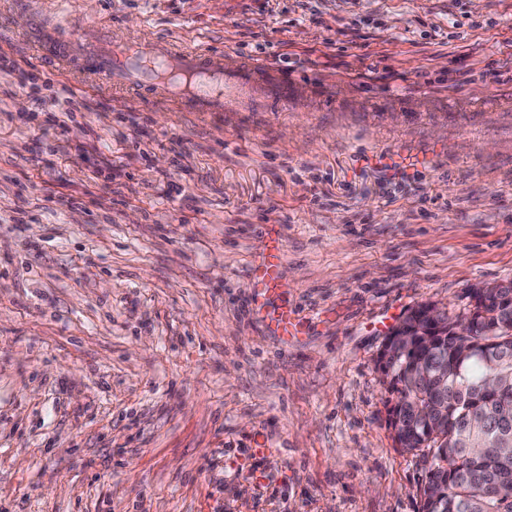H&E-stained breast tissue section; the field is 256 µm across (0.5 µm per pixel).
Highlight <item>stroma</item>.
<instances>
[{"label":"stroma","mask_w":512,"mask_h":512,"mask_svg":"<svg viewBox=\"0 0 512 512\" xmlns=\"http://www.w3.org/2000/svg\"><path fill=\"white\" fill-rule=\"evenodd\" d=\"M36 12L267 61L288 105L85 85ZM509 281L512 0H0V512H420L377 354ZM257 267L265 288L277 290L282 287L280 256L277 253L263 254Z\"/></svg>","instance_id":"stroma-1"}]
</instances>
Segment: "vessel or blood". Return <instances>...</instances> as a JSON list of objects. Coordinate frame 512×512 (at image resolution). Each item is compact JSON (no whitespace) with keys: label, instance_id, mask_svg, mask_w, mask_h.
<instances>
[{"label":"vessel or blood","instance_id":"obj_1","mask_svg":"<svg viewBox=\"0 0 512 512\" xmlns=\"http://www.w3.org/2000/svg\"><path fill=\"white\" fill-rule=\"evenodd\" d=\"M29 36L41 53L88 80L135 91L144 102L160 99L192 112H239L253 101L288 98V78L263 62L234 56L213 59L206 48H187L151 39L119 38L102 24L98 39L83 42L72 30L35 21ZM258 268L265 288H281L280 257L262 255Z\"/></svg>","mask_w":512,"mask_h":512}]
</instances>
